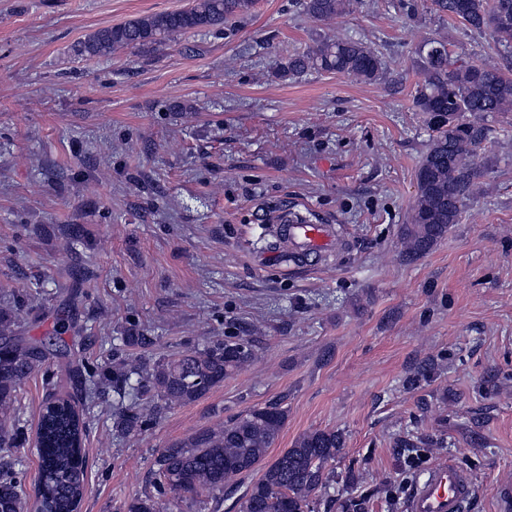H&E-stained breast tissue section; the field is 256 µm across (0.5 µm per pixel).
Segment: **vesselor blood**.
<instances>
[{
  "instance_id": "1",
  "label": "vessel or blood",
  "mask_w": 512,
  "mask_h": 512,
  "mask_svg": "<svg viewBox=\"0 0 512 512\" xmlns=\"http://www.w3.org/2000/svg\"><path fill=\"white\" fill-rule=\"evenodd\" d=\"M279 234L291 245L307 253L334 250L337 231L323 222H281ZM475 492L473 479L455 462L432 466L419 479L406 503L405 512H467Z\"/></svg>"
}]
</instances>
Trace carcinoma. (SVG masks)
<instances>
[{
    "label": "carcinoma",
    "instance_id": "cac0c4a2",
    "mask_svg": "<svg viewBox=\"0 0 512 512\" xmlns=\"http://www.w3.org/2000/svg\"><path fill=\"white\" fill-rule=\"evenodd\" d=\"M257 0H195L188 9L143 15L99 29L77 47L82 57H108L120 48L154 50L174 38L200 29H219L246 15ZM352 0H297L310 17L326 21L348 12ZM434 10L474 32L490 30L512 54V0H432ZM423 82L413 104L425 115L431 140L417 173L411 224L404 230V257L412 261L429 251L454 224L461 223L476 194L481 169L479 151L491 138L480 116L512 112V58L491 69L471 57L448 51L442 41L429 43L420 57ZM312 72H339L373 82L386 77L383 56L354 40L323 38L280 62L276 75L296 78ZM62 349L50 338L26 344L12 335L0 313V450L17 447L8 429L17 390L48 355ZM256 359L254 345L243 338L209 340L203 347L165 359L147 371L131 363L118 374L146 383L153 397L181 405L204 397L230 375ZM287 411L278 403L253 408L230 423L198 430L159 451V486L179 495L211 494L220 501L224 487L258 473L239 500V512H313V495L327 483L326 465L336 460L345 440L335 430H313L299 436L273 462H265L279 437ZM85 422L71 400L56 398L42 409L38 423L41 512H76L84 490ZM0 512H24L16 483L0 479ZM127 512H169V501L145 495L133 499Z\"/></svg>",
    "mask_w": 512,
    "mask_h": 512
}]
</instances>
